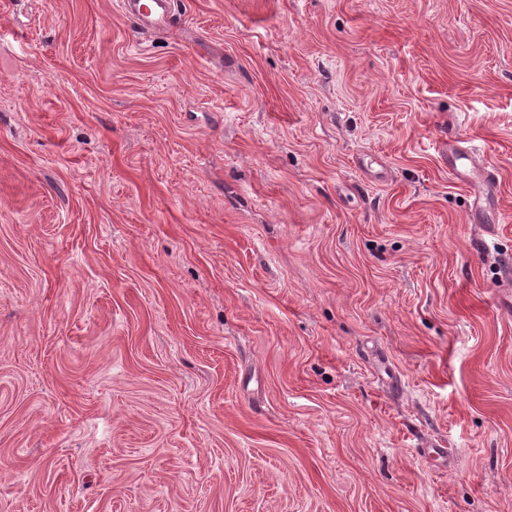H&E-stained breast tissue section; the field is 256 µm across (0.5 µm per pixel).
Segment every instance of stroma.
Returning a JSON list of instances; mask_svg holds the SVG:
<instances>
[{
    "label": "stroma",
    "mask_w": 512,
    "mask_h": 512,
    "mask_svg": "<svg viewBox=\"0 0 512 512\" xmlns=\"http://www.w3.org/2000/svg\"><path fill=\"white\" fill-rule=\"evenodd\" d=\"M509 264L512 0H0V512H512ZM120 3L143 30L167 28L177 7L176 0H122Z\"/></svg>",
    "instance_id": "35a3bbf8"
}]
</instances>
